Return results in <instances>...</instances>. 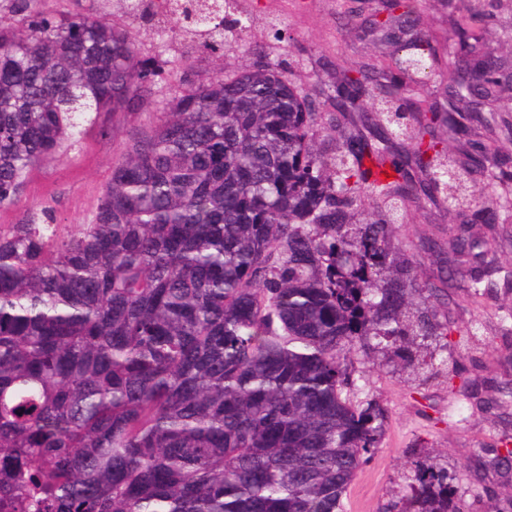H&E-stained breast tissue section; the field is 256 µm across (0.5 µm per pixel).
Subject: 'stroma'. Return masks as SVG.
Returning <instances> with one entry per match:
<instances>
[{
    "instance_id": "1",
    "label": "stroma",
    "mask_w": 512,
    "mask_h": 512,
    "mask_svg": "<svg viewBox=\"0 0 512 512\" xmlns=\"http://www.w3.org/2000/svg\"><path fill=\"white\" fill-rule=\"evenodd\" d=\"M255 20L242 37L244 64L275 57L289 50L299 63L296 80L331 83L337 72L380 56L369 30L385 18L382 0H241ZM484 0H413L425 19L422 28L437 51L429 80L413 95L420 105L443 101L448 85V40L459 11L482 8ZM286 26L289 46L271 41L268 21ZM165 107L161 94L135 112L101 114L67 155L34 167L23 192V205L0 210V225L18 223L29 206H47L65 232L76 231L96 209L104 185L128 130L154 126ZM455 231L448 223L444 202L412 204L406 224L397 227L396 239L417 262L419 276L435 281L448 255V240ZM489 238L499 247L496 269L480 299H472L465 284L468 269L456 274L455 302L440 310L439 321L451 332L445 352L447 374L419 382L376 366L363 353H353L348 368L357 386L354 400L377 397L389 410L384 437L372 460L356 475L344 498L345 512H385L386 505L405 492L411 461L429 458L455 471L456 491L470 512H512V471L495 467L491 449L512 445V332L502 329L503 310L512 309V221L492 224ZM479 323V341L461 336Z\"/></svg>"
}]
</instances>
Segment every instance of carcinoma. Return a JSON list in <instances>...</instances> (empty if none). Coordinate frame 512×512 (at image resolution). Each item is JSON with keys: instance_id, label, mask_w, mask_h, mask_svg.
Segmentation results:
<instances>
[{"instance_id": "cac0c4a2", "label": "carcinoma", "mask_w": 512, "mask_h": 512, "mask_svg": "<svg viewBox=\"0 0 512 512\" xmlns=\"http://www.w3.org/2000/svg\"><path fill=\"white\" fill-rule=\"evenodd\" d=\"M118 2L0 11V209L21 206L29 171L73 150L94 114L135 112L163 80L116 15L165 32L209 0ZM222 2L219 21L176 31L183 63L241 50L253 21ZM389 10L386 64L308 86L278 56L171 84L157 124L126 133L89 223L65 235L42 206L0 226V512H344L389 419L349 398L344 361L378 351L437 373V312L455 271L489 252L481 225L502 220L469 182L512 179V138L460 149L466 113L512 100L499 57L467 51L494 13L457 17L446 104L412 127L399 109L437 56L397 37L423 24L410 4ZM448 166V223L464 228L427 283L394 228L436 201ZM452 481L419 463L407 505L387 512H467Z\"/></svg>"}]
</instances>
